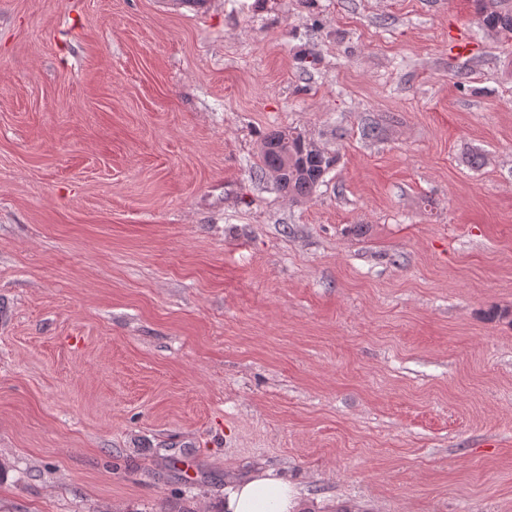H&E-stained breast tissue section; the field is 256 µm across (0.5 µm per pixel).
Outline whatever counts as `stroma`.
<instances>
[{"label":"stroma","mask_w":512,"mask_h":512,"mask_svg":"<svg viewBox=\"0 0 512 512\" xmlns=\"http://www.w3.org/2000/svg\"><path fill=\"white\" fill-rule=\"evenodd\" d=\"M277 130L335 158L307 200ZM497 308L512 41L473 0H0V512H224L259 469L512 512Z\"/></svg>","instance_id":"1"}]
</instances>
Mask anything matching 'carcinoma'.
<instances>
[{"label":"carcinoma","mask_w":512,"mask_h":512,"mask_svg":"<svg viewBox=\"0 0 512 512\" xmlns=\"http://www.w3.org/2000/svg\"><path fill=\"white\" fill-rule=\"evenodd\" d=\"M496 5L497 9L482 16V23L512 38V0H496ZM287 153L296 156V159L288 163V171L284 172L278 186L294 199L308 198L322 182L335 159L313 150L301 155L295 139L285 137L283 131H276L263 142L262 164L267 168L280 164Z\"/></svg>","instance_id":"cac0c4a2"}]
</instances>
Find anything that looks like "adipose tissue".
<instances>
[{
    "instance_id": "1",
    "label": "adipose tissue",
    "mask_w": 512,
    "mask_h": 512,
    "mask_svg": "<svg viewBox=\"0 0 512 512\" xmlns=\"http://www.w3.org/2000/svg\"><path fill=\"white\" fill-rule=\"evenodd\" d=\"M297 506L291 485L268 471L238 483L224 500V512H295Z\"/></svg>"
}]
</instances>
